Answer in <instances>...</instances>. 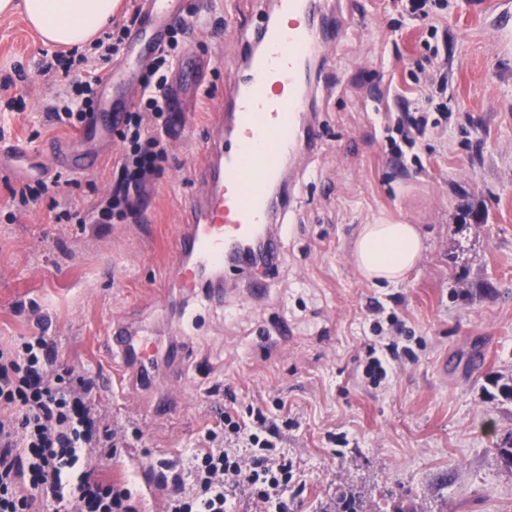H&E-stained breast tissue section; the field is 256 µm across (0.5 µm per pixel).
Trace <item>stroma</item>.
I'll return each mask as SVG.
<instances>
[{
	"label": "stroma",
	"instance_id": "stroma-1",
	"mask_svg": "<svg viewBox=\"0 0 512 512\" xmlns=\"http://www.w3.org/2000/svg\"><path fill=\"white\" fill-rule=\"evenodd\" d=\"M342 22L320 57L309 118L313 150L287 174V214L275 224L283 259L269 288L248 296L246 272L224 268L227 304L185 318L188 297L160 284L178 225L191 221L225 111L239 28L252 0H184L205 25L183 56L207 62L190 137L169 140L168 160L133 198L136 217L90 224L109 198L120 137L81 175L61 171L58 191L8 221L11 186L42 176V158L0 163V342L53 340L66 366L91 376L96 402L124 437L108 469L164 512L167 466L184 468L208 430L249 407L278 424L277 450L293 465L288 512H336L354 497L362 512H512V470L498 446L512 435V13L485 0H448L429 33L401 0H329ZM45 46L24 18H0V79L22 68L0 108L8 139L43 148L70 138L44 108L62 91L44 76ZM448 79L439 94L430 80ZM441 118L396 155L391 130L404 112ZM71 220L56 221L55 211ZM365 224H416L425 250L396 284L366 280L353 262ZM398 317L401 328L390 325ZM120 320L184 346L178 377L159 362L174 413L152 420L144 393L116 402L103 344ZM387 374H365L370 357Z\"/></svg>",
	"mask_w": 512,
	"mask_h": 512
}]
</instances>
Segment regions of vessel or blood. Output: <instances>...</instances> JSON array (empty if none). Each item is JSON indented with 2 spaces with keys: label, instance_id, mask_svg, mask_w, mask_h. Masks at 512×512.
I'll return each instance as SVG.
<instances>
[{
  "label": "vessel or blood",
  "instance_id": "obj_1",
  "mask_svg": "<svg viewBox=\"0 0 512 512\" xmlns=\"http://www.w3.org/2000/svg\"><path fill=\"white\" fill-rule=\"evenodd\" d=\"M147 12L131 32L122 62L101 78V98L83 127L69 140L48 146L52 159L44 174L61 168L80 175L95 163L93 144L112 140L119 114L111 104L129 77L162 46L180 10V0H145ZM257 22L243 30L248 75L231 79L227 119L232 130L213 153L199 176L207 188L192 223L182 225L174 240L176 261L164 285L191 293L201 274L226 264L250 270L264 264L265 254L248 251L246 244L265 232L275 208H288V198H275L273 187L283 180V162L299 141H313V129L302 127L306 106L307 61L324 50L329 36L323 23V0H276L268 12L256 0ZM105 345L119 356L130 384L147 391L158 381L160 357L175 360L177 348L162 350L156 338L111 324Z\"/></svg>",
  "mask_w": 512,
  "mask_h": 512
}]
</instances>
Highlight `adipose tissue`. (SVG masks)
Returning <instances> with one entry per match:
<instances>
[{
	"label": "adipose tissue",
	"mask_w": 512,
	"mask_h": 512,
	"mask_svg": "<svg viewBox=\"0 0 512 512\" xmlns=\"http://www.w3.org/2000/svg\"><path fill=\"white\" fill-rule=\"evenodd\" d=\"M115 0H0V17L19 13L43 43L85 46L107 26ZM424 249L413 224H365L354 243L355 263L371 281L397 283Z\"/></svg>",
	"instance_id": "obj_1"
}]
</instances>
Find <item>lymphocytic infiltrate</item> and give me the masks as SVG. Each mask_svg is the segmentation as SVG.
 Here are the masks:
<instances>
[{
  "label": "lymphocytic infiltrate",
  "mask_w": 512,
  "mask_h": 512,
  "mask_svg": "<svg viewBox=\"0 0 512 512\" xmlns=\"http://www.w3.org/2000/svg\"><path fill=\"white\" fill-rule=\"evenodd\" d=\"M188 22L169 29L166 45L147 66L139 106L124 113L120 137L127 149L118 161V182L105 205L91 213L94 222L126 217L131 195L140 194L166 160L167 140L157 125L171 108L168 74L179 60V38ZM99 72L86 69L60 94L48 116L77 128L97 102ZM95 384L80 372H64L53 341L33 336L18 346H0V512H31L41 502L46 512H136L126 484L108 479L105 463L119 441L94 399ZM230 434L245 449L222 441L195 451L192 485L175 482L166 512H231L237 491L249 492L258 512H288L284 493L291 465L276 452L275 427L251 430L232 422Z\"/></svg>",
  "instance_id": "1"
}]
</instances>
